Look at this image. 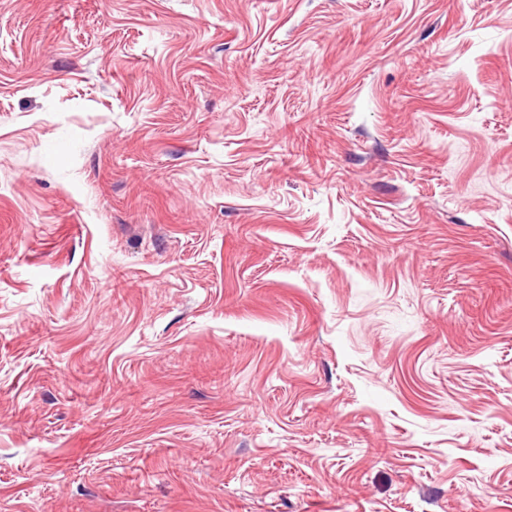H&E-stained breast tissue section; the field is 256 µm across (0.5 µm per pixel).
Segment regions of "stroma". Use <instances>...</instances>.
Segmentation results:
<instances>
[{"label":"stroma","instance_id":"obj_1","mask_svg":"<svg viewBox=\"0 0 512 512\" xmlns=\"http://www.w3.org/2000/svg\"><path fill=\"white\" fill-rule=\"evenodd\" d=\"M0 512H512V0H0Z\"/></svg>","mask_w":512,"mask_h":512}]
</instances>
